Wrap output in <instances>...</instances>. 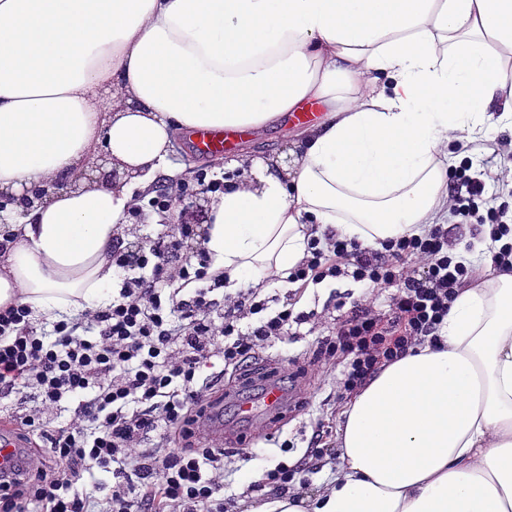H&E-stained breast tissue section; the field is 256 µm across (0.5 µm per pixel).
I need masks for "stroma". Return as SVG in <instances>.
<instances>
[{"instance_id": "1", "label": "stroma", "mask_w": 512, "mask_h": 512, "mask_svg": "<svg viewBox=\"0 0 512 512\" xmlns=\"http://www.w3.org/2000/svg\"><path fill=\"white\" fill-rule=\"evenodd\" d=\"M504 139V132H489L487 139L470 145L468 152L453 160L451 166L460 170L472 162L488 160L492 173L497 174L502 184L498 193L500 202L512 207V152L502 151L500 143ZM296 148L293 126L283 120L263 132L254 134L251 139L239 145L237 152L242 156L269 158L291 153ZM446 227L450 249L466 259L475 269L478 279H485L487 267L484 259L490 248L489 243L478 234L475 225L459 223L457 218L448 219ZM360 293L359 284L348 278L328 280L316 286H309L296 308L300 311L316 312L314 324L302 325L300 338L283 340L266 351L269 357L279 359L286 356L294 359L297 364L308 367L309 374L304 392L309 401L308 408L298 410L280 425L270 426L259 432L256 431L254 422L240 420L236 399L225 400L224 428L239 435L238 450L251 455L249 461L227 471L224 479L225 497L238 501L245 500L248 486L262 479L268 470L274 469L281 462L292 464L299 460L316 425H323L328 432V443L330 446H337L341 412L348 399L336 388V379L340 375L339 368L328 367L314 361L313 351L317 340L331 334L334 324L344 317L346 297L355 298ZM284 440L292 444L291 449L285 452L278 447L279 442Z\"/></svg>"}]
</instances>
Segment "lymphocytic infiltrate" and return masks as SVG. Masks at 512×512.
I'll list each match as a JSON object with an SVG mask.
<instances>
[{
	"label": "lymphocytic infiltrate",
	"mask_w": 512,
	"mask_h": 512,
	"mask_svg": "<svg viewBox=\"0 0 512 512\" xmlns=\"http://www.w3.org/2000/svg\"><path fill=\"white\" fill-rule=\"evenodd\" d=\"M456 182L452 207L462 223L494 224L502 237L512 232L506 209L486 207L484 179L461 171ZM223 188L222 179L200 169L154 187L148 204L161 212L170 199ZM196 235L194 225L184 224L139 246L114 238L111 304L56 322L52 335L30 327L26 306L0 309V400L25 393L30 406L17 414V428L40 434L46 446L23 453L11 474L0 476V512H226V453L202 445L209 409L224 404L217 388L224 374L213 365L222 361L251 384L272 377L296 389L301 371L259 354L312 316L287 301L272 307L260 288L224 294L223 275L208 272V253L187 249ZM472 275L437 224L379 249L326 235L311 242L309 257L287 280L350 277L367 293L398 284L388 310L359 300L314 350L326 364L343 361L342 388L353 393L383 366L435 339ZM60 416L64 425L51 426ZM155 437L178 446L150 447ZM322 443V431H314L302 461L278 464L252 491L287 493L295 475L322 458ZM96 470L111 474L110 492L96 480L78 489L80 477Z\"/></svg>",
	"instance_id": "1"
}]
</instances>
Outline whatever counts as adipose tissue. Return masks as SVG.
<instances>
[{"mask_svg":"<svg viewBox=\"0 0 512 512\" xmlns=\"http://www.w3.org/2000/svg\"><path fill=\"white\" fill-rule=\"evenodd\" d=\"M314 102L295 167L230 160L207 205L227 291L328 230L377 248L448 216L449 148L512 131V0H0V192L28 199L5 212L0 306H108L112 240L175 177L178 134ZM100 154L117 180L83 179ZM343 418L331 481L253 512H512V275L462 288Z\"/></svg>","mask_w":512,"mask_h":512,"instance_id":"1","label":"adipose tissue"}]
</instances>
